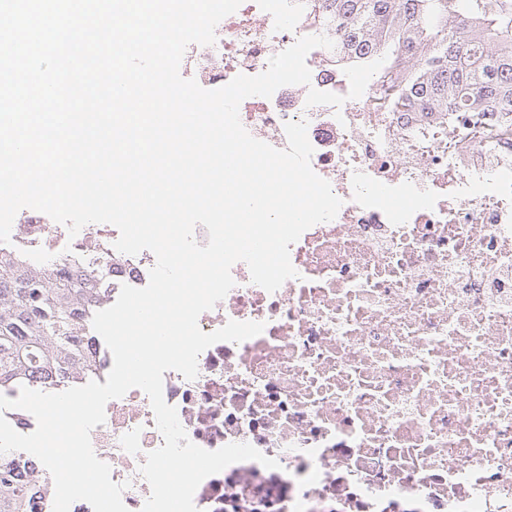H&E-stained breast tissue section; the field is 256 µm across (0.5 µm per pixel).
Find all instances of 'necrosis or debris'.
Listing matches in <instances>:
<instances>
[{
    "label": "necrosis or debris",
    "instance_id": "4bbe7bcc",
    "mask_svg": "<svg viewBox=\"0 0 512 512\" xmlns=\"http://www.w3.org/2000/svg\"><path fill=\"white\" fill-rule=\"evenodd\" d=\"M324 29L305 0H243L213 45H189L187 75L226 84ZM337 49L306 57L309 85L242 101L255 138L283 150L303 121L311 166L343 205L290 247L297 275L270 293L248 265L203 312L264 323L239 344L216 343L198 376L170 370L163 396L207 450L248 443L278 468L243 461L205 478L198 512H512V128L494 112H392L376 84L348 98ZM344 96L306 103L309 89ZM118 229L66 226L25 214L11 245L40 262L79 254L104 306L121 285H147L148 250L118 252ZM91 432L97 457L124 484L128 512L150 487L139 468L163 445L139 389L107 403Z\"/></svg>",
    "mask_w": 512,
    "mask_h": 512
}]
</instances>
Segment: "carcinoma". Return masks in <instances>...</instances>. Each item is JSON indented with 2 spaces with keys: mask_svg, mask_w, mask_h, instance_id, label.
Returning <instances> with one entry per match:
<instances>
[{
  "mask_svg": "<svg viewBox=\"0 0 512 512\" xmlns=\"http://www.w3.org/2000/svg\"><path fill=\"white\" fill-rule=\"evenodd\" d=\"M313 9L343 55L386 58L378 74L391 111L498 112L512 127V0H313ZM101 301L84 274L0 254V391L50 392L96 370L85 349ZM50 488L49 472L26 473L22 452L0 454V512H34Z\"/></svg>",
  "mask_w": 512,
  "mask_h": 512,
  "instance_id": "cac0c4a2",
  "label": "carcinoma"
}]
</instances>
